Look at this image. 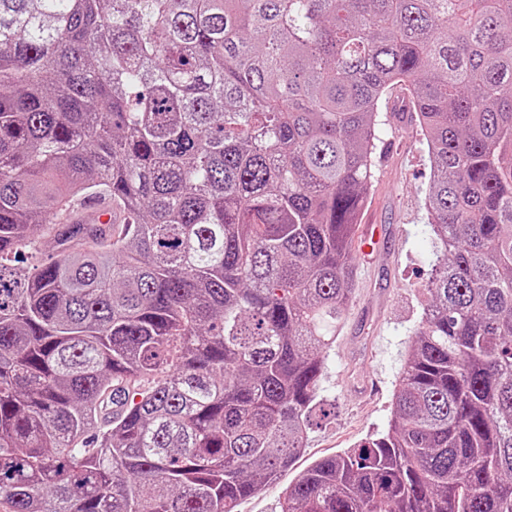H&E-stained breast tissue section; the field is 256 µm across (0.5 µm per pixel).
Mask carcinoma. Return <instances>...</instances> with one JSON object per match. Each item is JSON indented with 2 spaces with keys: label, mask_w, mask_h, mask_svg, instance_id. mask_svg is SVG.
Returning <instances> with one entry per match:
<instances>
[{
  "label": "carcinoma",
  "mask_w": 512,
  "mask_h": 512,
  "mask_svg": "<svg viewBox=\"0 0 512 512\" xmlns=\"http://www.w3.org/2000/svg\"><path fill=\"white\" fill-rule=\"evenodd\" d=\"M395 86L428 303L387 431L281 512H512V0H0V512H237L293 467ZM88 193L118 236L49 223Z\"/></svg>",
  "instance_id": "carcinoma-1"
}]
</instances>
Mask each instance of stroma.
I'll use <instances>...</instances> for the list:
<instances>
[{
  "mask_svg": "<svg viewBox=\"0 0 512 512\" xmlns=\"http://www.w3.org/2000/svg\"><path fill=\"white\" fill-rule=\"evenodd\" d=\"M390 91L381 108L374 177L365 208L381 229L373 254L354 251V287L326 360L320 395L330 415L310 431L293 469L276 485L243 500L238 512H280L283 488L313 461L383 433L425 299L420 286L435 261L434 235L423 208L431 169L419 128Z\"/></svg>",
  "mask_w": 512,
  "mask_h": 512,
  "instance_id": "obj_1",
  "label": "stroma"
}]
</instances>
